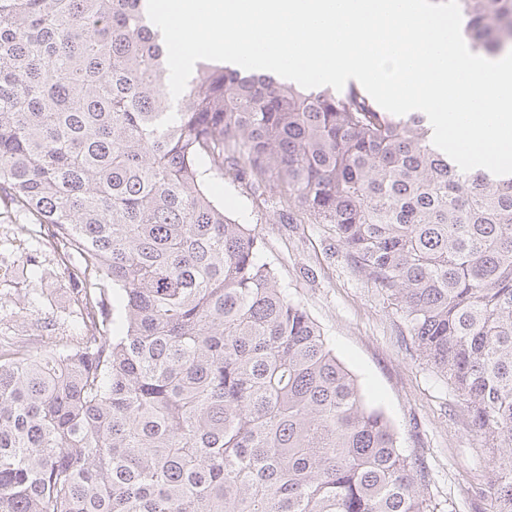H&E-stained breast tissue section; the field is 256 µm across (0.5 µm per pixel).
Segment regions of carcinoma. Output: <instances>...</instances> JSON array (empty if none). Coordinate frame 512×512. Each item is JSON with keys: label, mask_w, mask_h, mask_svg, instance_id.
Returning a JSON list of instances; mask_svg holds the SVG:
<instances>
[{"label": "carcinoma", "mask_w": 512, "mask_h": 512, "mask_svg": "<svg viewBox=\"0 0 512 512\" xmlns=\"http://www.w3.org/2000/svg\"><path fill=\"white\" fill-rule=\"evenodd\" d=\"M147 0H0V198L63 249L76 344H0V512H434L425 473L209 177L279 188L452 381L512 512V175L420 112L199 61L178 101ZM512 51V0H459ZM122 329L110 336L113 294Z\"/></svg>", "instance_id": "carcinoma-1"}]
</instances>
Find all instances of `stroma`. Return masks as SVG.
Listing matches in <instances>:
<instances>
[{
    "mask_svg": "<svg viewBox=\"0 0 512 512\" xmlns=\"http://www.w3.org/2000/svg\"><path fill=\"white\" fill-rule=\"evenodd\" d=\"M210 186L237 223L257 228L262 262L311 314L337 359L357 379L367 403L384 411L401 448L418 458L435 512H491L485 486L489 453L476 436L449 380L420 357L401 313L337 252L328 225L289 223L277 190L253 195L244 181L213 178ZM51 305L12 300L0 289V341L49 351L77 331L64 289L43 286Z\"/></svg>",
    "mask_w": 512,
    "mask_h": 512,
    "instance_id": "stroma-1",
    "label": "stroma"
}]
</instances>
